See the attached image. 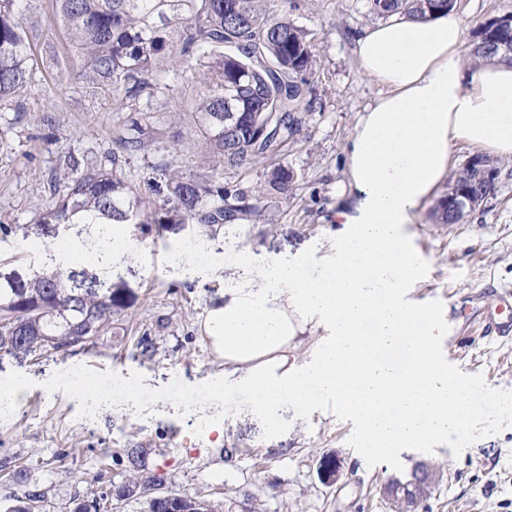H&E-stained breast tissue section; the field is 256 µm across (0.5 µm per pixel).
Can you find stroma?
<instances>
[{
    "label": "stroma",
    "instance_id": "35a3bbf8",
    "mask_svg": "<svg viewBox=\"0 0 512 512\" xmlns=\"http://www.w3.org/2000/svg\"><path fill=\"white\" fill-rule=\"evenodd\" d=\"M264 9L306 29L318 54L312 85L319 107L276 156L295 174L287 196L259 199L261 220L215 231L197 224L118 225L133 244L107 256L99 274L130 289V308L92 348L0 363V381L25 385L11 418H0V500L36 486L46 493L44 512H72L82 496L127 482L133 472L124 451L143 446L151 451L152 494L203 500L212 512H396L387 483L410 479L421 463L433 478L413 512H512V410L471 415L466 439L451 433L376 458L365 450L358 423L333 403L285 406L273 429L244 392L214 387L224 367L199 323L212 296L246 278V265L224 262L212 275L193 261L172 267V252L191 240L206 252L242 250L247 265L299 258L321 267L341 230L329 218L344 173L343 145L358 112L381 91L361 75L354 52L357 32L373 21L366 0H265ZM21 24L39 69L22 116L0 111V224L12 225L33 223L54 201L59 155L102 160L113 149V132L133 119L109 95L71 81L68 40L51 0H32ZM199 91L183 82L175 98L150 101L152 145L128 159L123 173L144 182L172 163L187 177L256 190L267 162L246 171L220 166L194 113L177 111L178 99ZM495 166L494 192L462 223H437L429 204L417 223L406 225L421 266L406 299L439 315L446 332L434 342L450 370L512 400V337L492 338L485 330L497 316L492 292L512 291V161ZM143 336L156 346L153 357L136 349ZM215 423L223 435L211 432ZM327 455L340 463L330 486L318 477ZM15 466L26 467L27 483L11 481Z\"/></svg>",
    "mask_w": 512,
    "mask_h": 512
}]
</instances>
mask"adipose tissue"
Wrapping results in <instances>:
<instances>
[{
  "instance_id": "ef3b65f1",
  "label": "adipose tissue",
  "mask_w": 512,
  "mask_h": 512,
  "mask_svg": "<svg viewBox=\"0 0 512 512\" xmlns=\"http://www.w3.org/2000/svg\"><path fill=\"white\" fill-rule=\"evenodd\" d=\"M464 38L453 11L396 15L357 34L360 71L386 92L358 114L344 146L331 217L346 232L334 256L319 268L266 265L261 287L223 289L207 307L203 334L224 366L216 387L242 388L268 421L283 403L330 400L382 455L512 407L450 374L432 349L443 333L436 313L402 297L419 275L404 227L447 178L454 147L512 159V63L470 66ZM320 327L328 341L299 364V337Z\"/></svg>"
}]
</instances>
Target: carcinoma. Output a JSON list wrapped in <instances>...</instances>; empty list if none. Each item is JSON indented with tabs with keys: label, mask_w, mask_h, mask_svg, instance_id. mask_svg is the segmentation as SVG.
<instances>
[{
	"label": "carcinoma",
	"mask_w": 512,
	"mask_h": 512,
	"mask_svg": "<svg viewBox=\"0 0 512 512\" xmlns=\"http://www.w3.org/2000/svg\"><path fill=\"white\" fill-rule=\"evenodd\" d=\"M28 0H0V105L15 103L38 69L19 16ZM74 54L73 80L111 95L118 109L140 113L113 136L111 168L91 164L72 179L34 227L38 235L59 227L80 235L102 224H200L216 228L237 220L257 221L261 210L247 192H233L212 179L186 177L162 168L168 194L158 205L140 186L125 179L119 159L148 150L150 110L140 109L178 80L201 85L198 98L180 107L196 114L211 153L226 168L245 170L266 160L300 135L317 109L311 78L317 65L308 33L288 18L268 19L264 0H52ZM368 12L424 19L455 8V0H368ZM512 46V16L482 23L466 61L476 65ZM482 157L474 156L450 184L473 195L489 194ZM294 172L279 163L266 172L265 185L288 193ZM128 307L122 288L103 285L81 266L69 271L40 268L0 271V362L22 363L35 356L84 350ZM390 484L410 500L426 494L424 480ZM148 481L131 480L117 492L129 499L146 491ZM45 492L34 488L11 500L5 512H40ZM109 496L90 494L73 512H108ZM148 512H208L201 500L157 495Z\"/></svg>",
	"instance_id": "carcinoma-1"
}]
</instances>
